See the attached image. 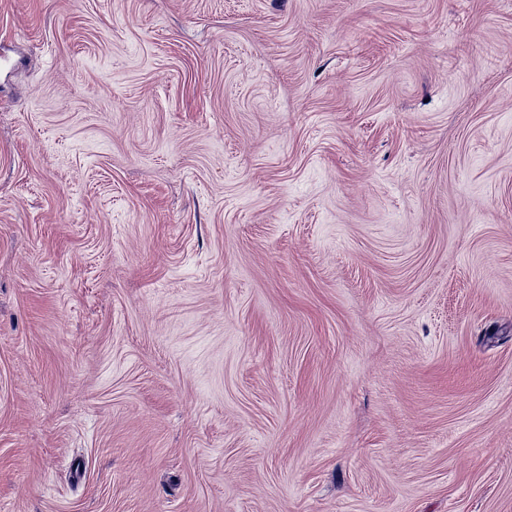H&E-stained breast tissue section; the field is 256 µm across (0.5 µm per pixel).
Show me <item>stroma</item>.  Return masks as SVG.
I'll return each instance as SVG.
<instances>
[{"label":"stroma","mask_w":512,"mask_h":512,"mask_svg":"<svg viewBox=\"0 0 512 512\" xmlns=\"http://www.w3.org/2000/svg\"><path fill=\"white\" fill-rule=\"evenodd\" d=\"M0 512H512V0H0Z\"/></svg>","instance_id":"1"}]
</instances>
